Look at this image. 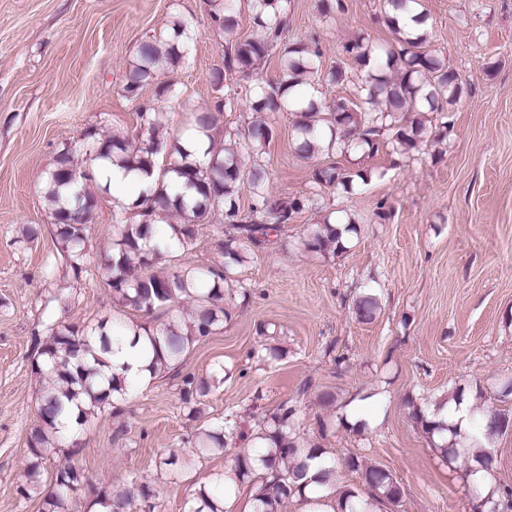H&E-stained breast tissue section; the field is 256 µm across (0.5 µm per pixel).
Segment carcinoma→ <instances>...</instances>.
I'll list each match as a JSON object with an SVG mask.
<instances>
[{
  "mask_svg": "<svg viewBox=\"0 0 512 512\" xmlns=\"http://www.w3.org/2000/svg\"><path fill=\"white\" fill-rule=\"evenodd\" d=\"M253 20L259 28L254 38L239 39L236 0H218L210 10V24L224 44V67L210 73L214 88H224L228 71H244L255 61L265 57L281 44L285 29L284 14L288 0H249ZM418 0H383L386 23L394 33V43L376 46L362 38L345 45V51L361 62L372 56L379 58L386 71L367 72L360 78L358 109L344 101L336 103L332 117L320 112L321 72L320 54L303 45L292 43L280 49L282 76L277 82L260 89L252 109L257 112H294L297 120L292 126L296 153L313 160L320 155H346L355 152L371 154L378 150L380 140L386 139L406 152L419 147L427 137L426 125L419 119L424 112L437 113L434 138L448 133V121L443 104H455L462 93L459 76L448 70L443 60L430 49L424 33L408 35L395 25L392 13L417 9ZM187 37L186 29L173 30V36H159L139 43L134 61L126 73L125 90L131 98L174 67L181 53L180 40ZM238 91L224 93V101L216 111L193 113L191 139L209 140L203 152L205 162L189 161L190 153L176 145L169 161L159 167L156 156L163 151L161 140L162 113L153 107L141 106L136 113L139 130L133 137L119 135L95 136L90 152L92 159L116 163L126 169H157L159 181L174 174L184 179L186 186L196 192L187 200L172 195L164 188L154 189L131 207L120 206L113 211L115 236L112 239L114 255L104 265L108 285L118 305L145 314L162 309L167 318L155 327L133 325L132 331H144L154 352L150 369L163 373L176 368L194 344L214 334L224 309V282L231 278L235 266L243 263L268 238L290 223L302 209L297 199L285 200L271 194L265 186V171L255 163L246 167L242 154L260 155L263 146L273 137V129L262 121L248 128L242 150H215L211 132L217 123L215 112L232 108L238 103ZM77 164L72 149L59 153L56 166L47 175L45 194L52 204V218L56 226L58 252L74 277L86 269L89 260L88 233L95 206L94 196L86 190L81 177L74 176ZM367 181V175L350 174L329 163L314 168L313 181L319 188H340L350 193L355 179ZM248 180L256 205L248 213L240 214L237 204L239 186ZM222 212L224 223L230 224L235 234L224 240V263L207 267H179L169 275L149 274L147 270L168 257L175 250L188 251L194 247L198 227L209 222L211 215ZM175 213L178 222L169 225L170 233L164 242L156 240L153 225L159 219ZM304 245L314 252L342 253L347 245L341 234L329 221L312 224L306 229ZM187 303L188 316L177 315L171 306ZM377 299L363 296L355 303V314L361 320L373 317ZM113 339L106 324L78 330L56 322L47 326L46 335L37 340L32 372L40 379L38 416L40 424L28 437L29 459L25 466V481L18 487L25 499L42 500V512H69L70 499L83 487L81 469L67 465L57 469L54 488L46 491L42 484V468L46 454L59 445L57 425L78 407V425L85 426L97 413L112 406L113 401L127 394L123 376L105 371L103 355L112 351ZM184 394L185 403L195 415H202V397L209 393L206 381L193 385ZM294 410L288 403L258 419L252 431H245L237 420L226 418L211 426L198 429L191 442V450L178 459L168 457L160 461L174 467L173 476H180L194 458L224 449L237 442L249 441L254 450L235 456L233 464L224 473V484L252 482L253 512H281L292 498L309 503H322L336 493L338 465L324 458V451L316 445L302 444L292 432ZM413 418L429 438L437 437L443 458L457 459L469 448H490L497 437L506 432L509 420L499 413H482L480 433L448 428L443 420L430 416L422 407H414ZM320 466L312 486L305 481L312 462ZM342 465L360 474L367 492L363 495L346 491L337 500L339 512H375L386 503H398L402 490L398 481L385 468L367 466L358 458L348 456ZM94 504L102 512H155V494L149 485L141 483L138 492L130 489L102 488L95 494ZM188 512H224V502L199 488Z\"/></svg>",
  "mask_w": 512,
  "mask_h": 512,
  "instance_id": "cac0c4a2",
  "label": "carcinoma"
}]
</instances>
